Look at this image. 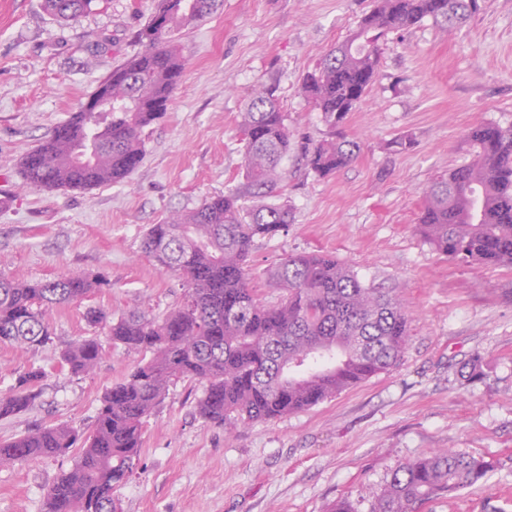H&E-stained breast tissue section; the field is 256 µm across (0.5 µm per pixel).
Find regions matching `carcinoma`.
<instances>
[{
	"label": "carcinoma",
	"instance_id": "carcinoma-1",
	"mask_svg": "<svg viewBox=\"0 0 512 512\" xmlns=\"http://www.w3.org/2000/svg\"><path fill=\"white\" fill-rule=\"evenodd\" d=\"M93 0H44V9L75 21ZM219 0H159L140 30L145 50L97 89L99 112L80 107L21 158L26 184L81 190L121 183L144 156V129L164 117L184 71L171 34L210 14ZM479 10V0H374L357 31L332 48L302 90L322 113L330 136L306 155L311 171L331 175L359 152V143L336 134L375 80L379 42L394 29L430 18L450 29ZM246 190L265 198L284 179L288 116L271 86L255 90L241 124ZM473 161L436 179L427 189L416 230L452 260L512 266V129L494 123L469 128ZM238 192L217 194L199 207L151 225L142 252L183 280L184 299L162 318L131 311L115 320L99 310L87 320L107 327L114 344L148 353L127 379L108 391L86 435L64 426L41 427L0 444V465L55 457L78 450L71 469L48 488L43 512H119L116 487L133 473L142 449L145 418L174 379L206 382L200 416L235 427L271 421L315 407L396 365L408 340L409 316L398 297L364 286L357 275L324 252L289 255L269 276L284 290L265 303L251 286L249 261L257 239L271 238L293 222L281 203L243 211ZM107 280L71 272L49 280L0 277V343L44 346L53 331L49 312L78 302ZM103 346L78 340L54 365L88 373ZM483 357L469 355L458 379L482 376ZM46 371L31 370L0 394V419L27 411ZM495 462L438 450L393 470L372 512H420L432 500L483 481Z\"/></svg>",
	"mask_w": 512,
	"mask_h": 512
}]
</instances>
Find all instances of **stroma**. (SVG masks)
Returning a JSON list of instances; mask_svg holds the SVG:
<instances>
[{"label":"stroma","mask_w":512,"mask_h":512,"mask_svg":"<svg viewBox=\"0 0 512 512\" xmlns=\"http://www.w3.org/2000/svg\"><path fill=\"white\" fill-rule=\"evenodd\" d=\"M158 0H94L77 21L43 0H0V276L46 280L80 271L109 285L55 308L45 346L0 344V393L46 368L25 413L0 420V442L64 424L88 430L104 394L141 353L108 342L96 309L163 315L184 288L141 250L149 225L244 189L239 125L255 89L270 85L288 115L290 149L272 198L291 207L287 231L257 240L253 286L281 289L269 271L282 258L328 252L372 288L396 289L410 315L401 362L305 411L229 429L197 411L205 386L169 384L147 417L138 464L114 493L120 512H325L349 500L371 512L392 471L439 449L496 466L484 481L422 512H512V267L448 259L416 231L426 188L473 159L474 124L512 127V0H479L449 29L427 19L388 33L378 75L342 131L357 157L321 177L305 152L330 131L302 81L356 30L372 0H222L175 32L185 69L165 117L144 130L145 157L124 182L88 190L24 185L20 161L90 98L113 69L142 53L139 32ZM105 346L95 369H52L66 345ZM484 357L482 381L460 385L459 363ZM74 456L0 467V512H42L43 497Z\"/></svg>","instance_id":"1"}]
</instances>
